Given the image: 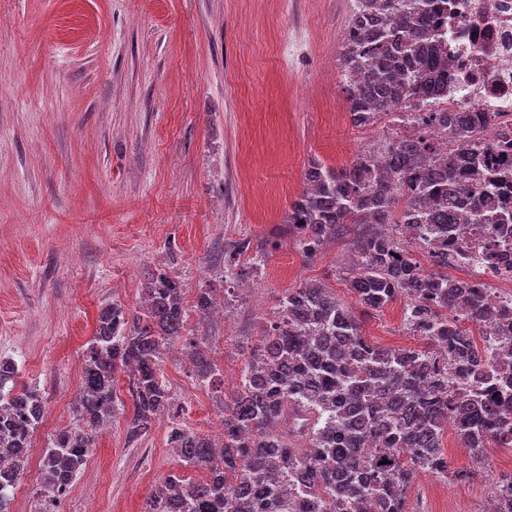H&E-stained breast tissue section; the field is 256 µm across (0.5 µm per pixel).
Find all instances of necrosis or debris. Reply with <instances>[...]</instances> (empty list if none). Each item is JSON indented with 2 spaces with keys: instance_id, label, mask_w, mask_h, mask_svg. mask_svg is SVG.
<instances>
[{
  "instance_id": "obj_1",
  "label": "necrosis or debris",
  "mask_w": 512,
  "mask_h": 512,
  "mask_svg": "<svg viewBox=\"0 0 512 512\" xmlns=\"http://www.w3.org/2000/svg\"><path fill=\"white\" fill-rule=\"evenodd\" d=\"M448 58V92L442 107L492 113L480 145L498 148L512 128V0H448L438 33ZM448 250L450 280L480 291L486 305L512 306V224H467Z\"/></svg>"
}]
</instances>
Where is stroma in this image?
<instances>
[{"mask_svg":"<svg viewBox=\"0 0 512 512\" xmlns=\"http://www.w3.org/2000/svg\"><path fill=\"white\" fill-rule=\"evenodd\" d=\"M355 0H0V356L46 406L14 512H44L42 448L73 421L85 348L101 307L140 306L157 267L184 287L186 338H203L232 398L253 347L288 289L319 283L353 301L340 264L346 241L305 260L282 228L309 164H352L380 140L414 134L409 106L353 127L341 75ZM268 243L261 275L225 316L200 318L199 289L221 287L224 244ZM403 303L354 312L364 336L414 348ZM178 422L211 437L224 412L176 342L161 366ZM127 414L59 512H144L163 478L198 480L158 416L138 443ZM489 469L453 449L433 512H482L512 450ZM465 479H456V472Z\"/></svg>","mask_w":512,"mask_h":512,"instance_id":"35a3bbf8","label":"stroma"}]
</instances>
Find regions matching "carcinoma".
Here are the masks:
<instances>
[{"instance_id":"obj_1","label":"carcinoma","mask_w":512,"mask_h":512,"mask_svg":"<svg viewBox=\"0 0 512 512\" xmlns=\"http://www.w3.org/2000/svg\"><path fill=\"white\" fill-rule=\"evenodd\" d=\"M356 3L340 59L351 123L367 126L392 107L439 99L446 88L425 82L422 74L445 69L432 43L442 2ZM490 121L484 112L439 111L433 122L444 134L446 151L427 135L415 134L380 142L386 160L379 168L364 153L342 168L313 162L285 221V232L307 260L354 227L351 246L361 268L348 281L356 303L379 310L403 300L413 310L409 332L448 346L462 377L470 375L478 354L459 324L498 325L511 319L512 311H491L477 293H463L438 271L423 274L410 247H428L430 234L445 235L448 225L459 223L456 200L467 169L480 175L470 184L469 221L512 223L511 213L483 203L508 176L506 163L500 172L486 171L483 153L473 148ZM252 249L265 251L248 239L234 246L224 262L225 279L256 271L239 265V256ZM144 293L139 312L114 303L98 313L74 406L77 426L56 431L44 449V492L51 502L85 469L98 427L124 407L115 388L118 372L128 375L133 406L128 439L147 434L161 413L177 416L159 362L162 350L179 341L185 328L183 285L159 267ZM215 304L213 289H202L194 308L205 316ZM189 347L197 377L209 386L224 383L199 344ZM17 372L15 361L0 357V512H11L24 449L31 447L45 412L39 394L12 385ZM475 376L480 391L472 393L414 349L369 343L351 307L323 286L290 288L251 352L237 394L224 405L221 449L178 421L169 432L168 444L185 465L204 469V477L187 485L176 474L166 477L146 512H264L269 505L281 512H343L350 498L363 501L364 512H405L416 472L448 476V457L441 450L448 419L464 428L477 457L487 443L512 442L498 388L486 371Z\"/></svg>"}]
</instances>
